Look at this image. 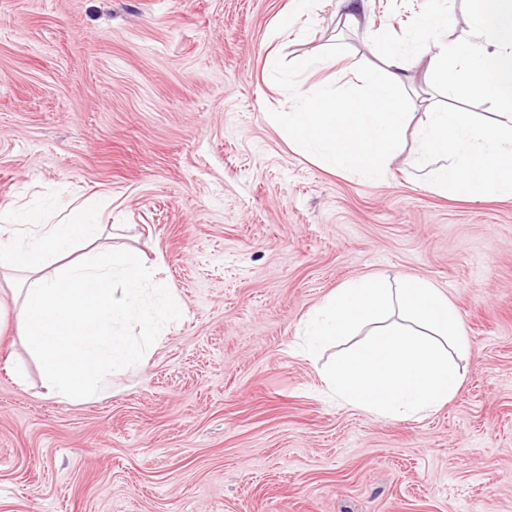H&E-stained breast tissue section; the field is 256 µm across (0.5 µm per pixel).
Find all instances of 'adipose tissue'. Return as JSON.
Returning <instances> with one entry per match:
<instances>
[{
  "label": "adipose tissue",
  "mask_w": 512,
  "mask_h": 512,
  "mask_svg": "<svg viewBox=\"0 0 512 512\" xmlns=\"http://www.w3.org/2000/svg\"><path fill=\"white\" fill-rule=\"evenodd\" d=\"M105 225L76 206L54 224L33 214L27 223L0 211V279L15 291V308L0 304V321L40 360L43 387L73 400L108 386L116 372L144 364L183 308L172 289L136 252L101 245ZM83 260L58 269L76 243ZM135 324L137 333L126 330Z\"/></svg>",
  "instance_id": "obj_1"
}]
</instances>
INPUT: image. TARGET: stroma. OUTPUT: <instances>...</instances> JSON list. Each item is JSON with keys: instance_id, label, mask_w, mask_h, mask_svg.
Here are the masks:
<instances>
[{"instance_id": "stroma-1", "label": "stroma", "mask_w": 512, "mask_h": 512, "mask_svg": "<svg viewBox=\"0 0 512 512\" xmlns=\"http://www.w3.org/2000/svg\"><path fill=\"white\" fill-rule=\"evenodd\" d=\"M423 0H0V208L98 205L185 307L143 366L46 396L0 330V512H512V198L425 187L415 129L378 179L278 132L277 57L342 42L297 81L354 86ZM294 24L279 28L284 15ZM427 59L403 89L444 102ZM369 275L425 279L470 342L459 393L410 420L326 393L307 315Z\"/></svg>"}]
</instances>
